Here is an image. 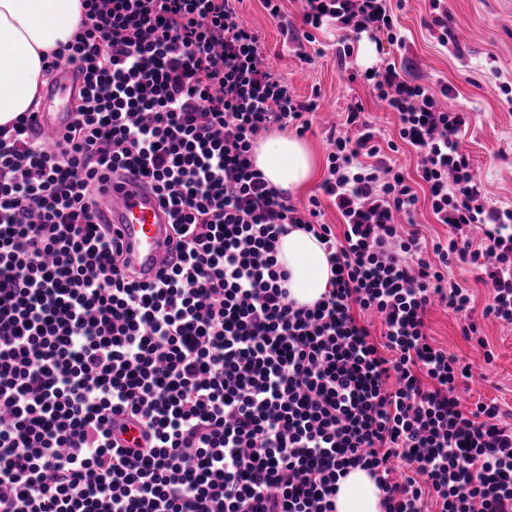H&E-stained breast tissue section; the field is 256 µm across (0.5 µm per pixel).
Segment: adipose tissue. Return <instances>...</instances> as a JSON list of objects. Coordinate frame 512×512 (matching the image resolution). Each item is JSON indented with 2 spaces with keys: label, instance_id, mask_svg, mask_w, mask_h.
Returning a JSON list of instances; mask_svg holds the SVG:
<instances>
[{
  "label": "adipose tissue",
  "instance_id": "ef3b65f1",
  "mask_svg": "<svg viewBox=\"0 0 512 512\" xmlns=\"http://www.w3.org/2000/svg\"><path fill=\"white\" fill-rule=\"evenodd\" d=\"M80 0H0V126L37 108V93L46 77L43 54L70 42L81 18ZM252 160L270 185L297 192L314 175V157L301 140L270 133L253 148ZM279 259L291 273L288 290L299 304H314L324 293L331 269L318 242L294 228L282 236ZM381 493L361 469L339 483L336 512H382Z\"/></svg>",
  "mask_w": 512,
  "mask_h": 512
}]
</instances>
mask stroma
Wrapping results in <instances>:
<instances>
[{
	"label": "stroma",
	"mask_w": 512,
	"mask_h": 512,
	"mask_svg": "<svg viewBox=\"0 0 512 512\" xmlns=\"http://www.w3.org/2000/svg\"><path fill=\"white\" fill-rule=\"evenodd\" d=\"M396 25L405 36L403 43L390 42L386 35L372 39V57L354 50L341 58L335 24L325 25L315 42H307L298 18V0H286L290 25L280 30L268 16L262 0H239L240 18L258 35L264 51L289 88L302 98L316 97L319 109L311 131L303 140L317 160V171L297 201H306L327 172L328 132L340 122L353 100H361L365 117L380 136H397V118L386 110L375 92L363 81H344L348 68L365 69L382 63L395 64L408 78L425 87L439 89L447 84L455 96L452 108L468 112L471 123L462 143L480 174L493 206H512V0H445L448 26L454 42L441 44L433 26L429 0H392ZM311 61H303V54ZM429 333L439 346L470 363L474 379L464 398L469 402L494 400L512 411V324L497 320L482 323L487 347L465 340L460 319L441 307L428 312ZM492 349L493 362H485V349Z\"/></svg>",
	"instance_id": "obj_1"
}]
</instances>
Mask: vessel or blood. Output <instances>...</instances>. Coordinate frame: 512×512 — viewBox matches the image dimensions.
Segmentation results:
<instances>
[{"label":"vessel or blood","instance_id":"vessel-or-blood-1","mask_svg":"<svg viewBox=\"0 0 512 512\" xmlns=\"http://www.w3.org/2000/svg\"><path fill=\"white\" fill-rule=\"evenodd\" d=\"M84 85L73 67L61 69L44 90V104L33 127L44 141L61 135L69 123V108ZM104 222L115 225L123 247L142 281L150 282L172 264L169 216L154 192L137 177H127L121 189L107 188L101 203Z\"/></svg>","mask_w":512,"mask_h":512}]
</instances>
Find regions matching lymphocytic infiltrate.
<instances>
[{
	"mask_svg": "<svg viewBox=\"0 0 512 512\" xmlns=\"http://www.w3.org/2000/svg\"><path fill=\"white\" fill-rule=\"evenodd\" d=\"M302 2L304 26L344 27L345 56L365 32L402 39L388 0ZM236 3L81 0L73 41L42 59L47 78L84 74L65 133L46 146L30 111L0 128V512H336L355 468L384 512H512V422L462 404L472 368L425 322L437 302L469 340L480 319L512 323V208L488 206L461 149L469 113L395 65L362 75L416 151L446 240L402 232L417 197L359 102L357 137L330 138L319 194L296 205L253 146L305 134L317 105ZM127 173L171 216L179 262L152 283L94 220ZM292 227L331 265L310 306L290 300L278 259ZM459 262L491 288L482 311L448 279Z\"/></svg>",
	"mask_w": 512,
	"mask_h": 512,
	"instance_id": "1",
	"label": "lymphocytic infiltrate"
}]
</instances>
